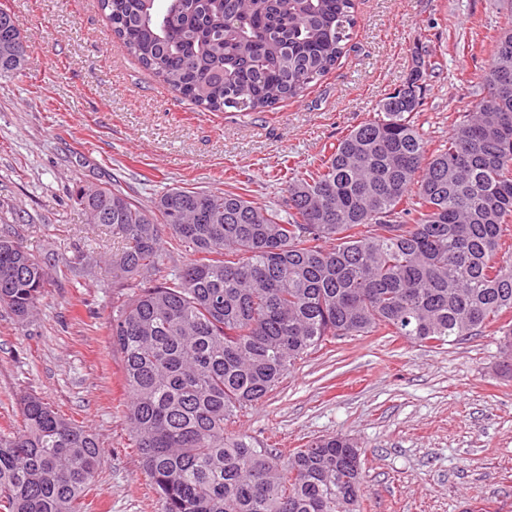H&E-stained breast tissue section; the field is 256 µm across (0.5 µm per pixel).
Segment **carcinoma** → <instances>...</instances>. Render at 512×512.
Wrapping results in <instances>:
<instances>
[{
  "label": "carcinoma",
  "instance_id": "1",
  "mask_svg": "<svg viewBox=\"0 0 512 512\" xmlns=\"http://www.w3.org/2000/svg\"><path fill=\"white\" fill-rule=\"evenodd\" d=\"M126 52L208 112L297 98L342 56L356 0H99ZM20 20L0 7V76L21 71ZM479 99L430 154L415 119L433 51L379 113L287 182L288 217L233 190L170 188L149 209L79 187L90 224L126 242L112 259V348L127 418L163 512H357L361 447L335 435L259 448L230 430L296 362L342 336L443 346L501 334L512 378V32L489 45ZM172 249L194 256L152 275ZM51 266L0 237V307L24 325ZM0 432V512H82L103 462L96 434L35 395Z\"/></svg>",
  "mask_w": 512,
  "mask_h": 512
}]
</instances>
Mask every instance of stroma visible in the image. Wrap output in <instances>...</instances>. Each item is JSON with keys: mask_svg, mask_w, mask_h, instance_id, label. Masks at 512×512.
I'll return each instance as SVG.
<instances>
[{"mask_svg": "<svg viewBox=\"0 0 512 512\" xmlns=\"http://www.w3.org/2000/svg\"><path fill=\"white\" fill-rule=\"evenodd\" d=\"M28 44L0 77V236L56 270L32 319L0 308V431L19 399L41 397L97 434L101 470L86 512H163L129 435L112 347V270L122 247L86 223L72 195L113 185L142 204L167 187L247 189L285 210L288 168L336 145L406 81L422 47L441 64L416 124L428 151L477 102L485 37L512 27V0H358L345 54L303 96L263 112H202L113 39L97 0H0ZM497 336L430 348L378 333L344 336L297 361L237 427L297 448L344 434L363 450L360 512H512V379Z\"/></svg>", "mask_w": 512, "mask_h": 512, "instance_id": "35a3bbf8", "label": "stroma"}]
</instances>
